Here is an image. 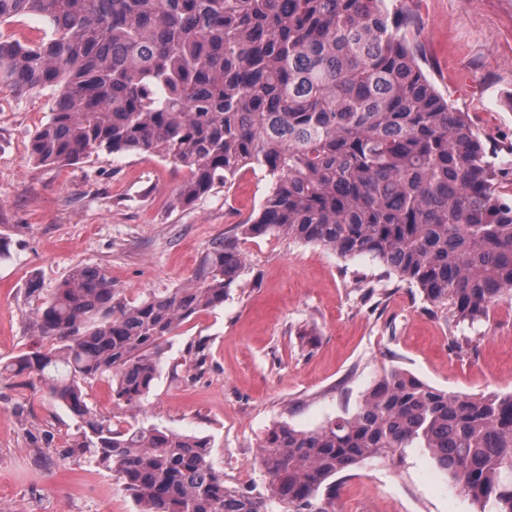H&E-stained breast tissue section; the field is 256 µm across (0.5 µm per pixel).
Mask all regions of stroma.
Segmentation results:
<instances>
[{
  "label": "stroma",
  "instance_id": "1",
  "mask_svg": "<svg viewBox=\"0 0 512 512\" xmlns=\"http://www.w3.org/2000/svg\"><path fill=\"white\" fill-rule=\"evenodd\" d=\"M424 18L409 35L452 106L496 153L512 157V0H387ZM53 106L50 91L0 93V359L42 346L31 318L73 269L100 268L136 298L188 282L209 242L238 236L245 268L222 306L184 323L141 407L115 410L99 383L92 403L121 422L209 439L232 487L263 488L256 461L280 423L312 430L355 412L397 367L454 393H512V298L488 319L456 323L416 285L368 256L281 236L239 235L268 180L179 207L187 169L142 152L102 153L57 170L29 159ZM77 421L42 383L0 376V512H138L117 476L74 453ZM336 512H475L423 448L403 463L364 461L336 478Z\"/></svg>",
  "mask_w": 512,
  "mask_h": 512
}]
</instances>
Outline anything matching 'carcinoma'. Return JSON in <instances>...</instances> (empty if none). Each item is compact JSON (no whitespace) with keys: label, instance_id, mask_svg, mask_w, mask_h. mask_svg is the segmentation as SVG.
Segmentation results:
<instances>
[{"label":"carcinoma","instance_id":"cac0c4a2","mask_svg":"<svg viewBox=\"0 0 512 512\" xmlns=\"http://www.w3.org/2000/svg\"><path fill=\"white\" fill-rule=\"evenodd\" d=\"M26 17L48 32L0 35V92L58 89L34 164L147 152L189 170L180 205L259 169L269 187L244 235L369 255L460 323L512 295V190L385 0H0V25ZM243 270L224 236L188 284L135 299L78 268L32 318L50 347L0 376L37 377L79 420L73 447L95 449L139 512H335L336 475L407 448L427 449L478 512H512V394H451L394 368L352 414L269 429L258 493L224 484L209 440L122 427L89 404L106 380L117 408L139 405L170 337L223 305Z\"/></svg>","mask_w":512,"mask_h":512}]
</instances>
